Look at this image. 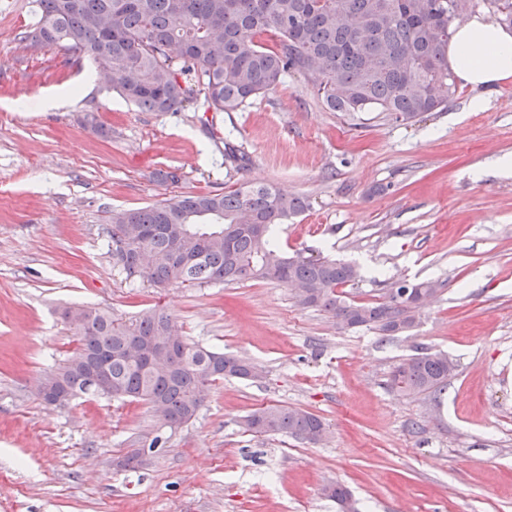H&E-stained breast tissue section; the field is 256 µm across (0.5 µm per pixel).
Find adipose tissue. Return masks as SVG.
Masks as SVG:
<instances>
[{
    "label": "adipose tissue",
    "mask_w": 512,
    "mask_h": 512,
    "mask_svg": "<svg viewBox=\"0 0 512 512\" xmlns=\"http://www.w3.org/2000/svg\"><path fill=\"white\" fill-rule=\"evenodd\" d=\"M448 60L462 84L474 90L493 89L512 79V28L472 15L456 25Z\"/></svg>",
    "instance_id": "ef3b65f1"
}]
</instances>
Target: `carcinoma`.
<instances>
[{
    "instance_id": "cac0c4a2",
    "label": "carcinoma",
    "mask_w": 512,
    "mask_h": 512,
    "mask_svg": "<svg viewBox=\"0 0 512 512\" xmlns=\"http://www.w3.org/2000/svg\"><path fill=\"white\" fill-rule=\"evenodd\" d=\"M38 20L21 33L29 46L87 55L126 100L148 112H176L195 97L206 110H238L290 71L317 72L313 86L331 112H385L397 121L448 106L457 92L448 65V39L457 20L485 6L512 26V0H36ZM309 207L268 184L241 182L222 193L177 196L112 212L109 251L128 279L156 288L276 281L298 305L319 308L350 327L384 336L420 323L422 307L401 287L372 302L342 288L362 278L348 262L292 256L275 239L277 226ZM439 291L415 281L410 293L427 300ZM76 324V353L40 379L61 386V405L94 395L147 405L159 427L193 420L210 383L254 379L257 367L184 342L170 363V316L145 310L126 323L91 306L57 309ZM455 364L447 353L420 347L391 371L390 386L408 395H436ZM254 435L308 440L322 427L317 415L286 405L255 410L240 422ZM324 497L355 512L349 490L327 484Z\"/></svg>"
}]
</instances>
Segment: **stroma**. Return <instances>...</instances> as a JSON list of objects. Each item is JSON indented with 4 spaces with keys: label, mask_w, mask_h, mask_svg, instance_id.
Segmentation results:
<instances>
[{
    "label": "stroma",
    "mask_w": 512,
    "mask_h": 512,
    "mask_svg": "<svg viewBox=\"0 0 512 512\" xmlns=\"http://www.w3.org/2000/svg\"><path fill=\"white\" fill-rule=\"evenodd\" d=\"M35 0H0V512H512V79L459 88L409 121L328 111L290 73L244 109L144 112L87 56L20 41ZM75 95L55 108L38 99ZM250 157L236 172L225 144ZM177 171V183L160 172ZM306 197L281 225L289 253L356 263L347 295L442 282L411 333L337 327L286 286L159 289L128 283L109 250L113 211L224 191L240 180ZM89 303L128 320L170 315L188 342L248 360L261 378L210 385L196 418L139 470L120 462L156 436L148 408L107 397L49 407L34 383L72 356L55 313ZM457 364L438 396L405 395L390 372L418 347ZM285 404L320 416L317 443L254 437L239 420ZM324 497L334 501L341 512H355L349 490L341 483L327 484L322 489Z\"/></svg>",
    "instance_id": "stroma-1"
}]
</instances>
